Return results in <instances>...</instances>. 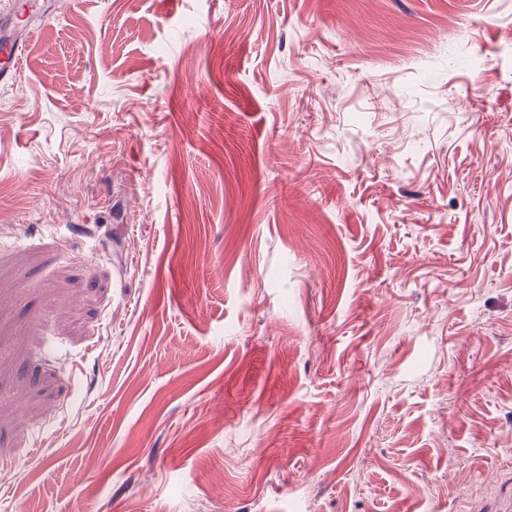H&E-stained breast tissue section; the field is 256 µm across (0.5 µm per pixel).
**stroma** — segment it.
I'll return each instance as SVG.
<instances>
[{"mask_svg":"<svg viewBox=\"0 0 512 512\" xmlns=\"http://www.w3.org/2000/svg\"><path fill=\"white\" fill-rule=\"evenodd\" d=\"M31 26L0 512H512V0Z\"/></svg>","mask_w":512,"mask_h":512,"instance_id":"obj_1","label":"stroma"}]
</instances>
